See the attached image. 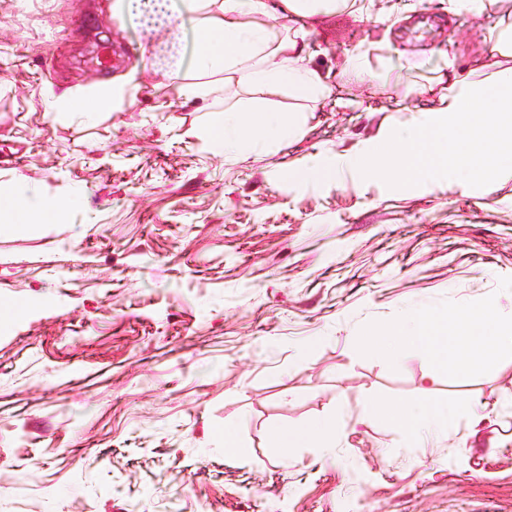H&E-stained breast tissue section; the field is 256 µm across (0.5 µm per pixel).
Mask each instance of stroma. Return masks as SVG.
I'll return each mask as SVG.
<instances>
[{"mask_svg": "<svg viewBox=\"0 0 512 512\" xmlns=\"http://www.w3.org/2000/svg\"><path fill=\"white\" fill-rule=\"evenodd\" d=\"M112 3L0 0V185L85 200L51 220L0 213V512H512V358L448 375L362 343L422 303L495 295L512 317V174L358 165L413 120L396 101L442 87L449 52L487 56L512 0L479 17L438 0H373L379 24L322 16L308 53L343 105L273 98L299 134L235 158L208 135L234 106L223 73L186 100L143 64L167 30ZM104 40L127 54L102 77L88 60ZM353 52L376 79L356 81ZM116 89L110 111H50L62 92ZM314 157L344 181L290 178ZM426 393L459 410L440 438L362 417L368 398ZM328 413L345 420L332 451L274 460L271 424Z\"/></svg>", "mask_w": 512, "mask_h": 512, "instance_id": "1", "label": "stroma"}]
</instances>
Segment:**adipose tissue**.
I'll list each match as a JSON object with an SVG mask.
<instances>
[{
    "label": "adipose tissue",
    "mask_w": 512,
    "mask_h": 512,
    "mask_svg": "<svg viewBox=\"0 0 512 512\" xmlns=\"http://www.w3.org/2000/svg\"><path fill=\"white\" fill-rule=\"evenodd\" d=\"M172 19H200L213 47L197 61L204 69L224 72L226 89L243 87L256 93L251 103L225 112L210 129L215 148L235 156L246 149L262 150L293 138L296 124L261 105L263 96L286 94L301 100L334 98L336 89L306 62V22L350 9L371 20L366 0H163ZM490 74L476 80L475 68L448 60L445 89L429 103L398 102L400 112H426L429 122L415 121L406 135L396 137L370 175L387 171L403 178L418 175L417 160L427 156L449 181L488 178L512 172V11L496 20ZM466 329L459 338L458 329ZM371 347L402 364L406 352L433 361L439 368L463 374L477 366L491 367L512 355V319L504 318L497 298L475 308H460L433 316L427 307L411 309L400 321L373 337ZM363 415L374 423L403 430L411 439L439 435L453 423L456 411L432 399L407 408L378 399L367 401ZM344 424L327 414L296 426L272 429L273 448L280 461L299 448L331 449Z\"/></svg>",
    "instance_id": "ef3b65f1"
}]
</instances>
